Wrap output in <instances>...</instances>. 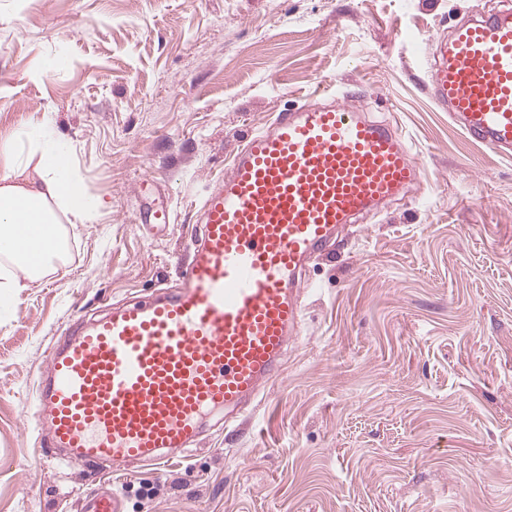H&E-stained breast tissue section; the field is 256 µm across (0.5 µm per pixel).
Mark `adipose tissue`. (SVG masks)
<instances>
[{
    "mask_svg": "<svg viewBox=\"0 0 512 512\" xmlns=\"http://www.w3.org/2000/svg\"><path fill=\"white\" fill-rule=\"evenodd\" d=\"M27 161L12 156L14 134L0 136V309L58 271L68 256V228L97 218L104 207L71 163L72 147L51 121L24 133Z\"/></svg>",
    "mask_w": 512,
    "mask_h": 512,
    "instance_id": "1",
    "label": "adipose tissue"
}]
</instances>
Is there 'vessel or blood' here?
I'll use <instances>...</instances> for the list:
<instances>
[{
    "mask_svg": "<svg viewBox=\"0 0 512 512\" xmlns=\"http://www.w3.org/2000/svg\"><path fill=\"white\" fill-rule=\"evenodd\" d=\"M471 139L512 150V11L456 24L428 69ZM402 132L329 99L247 132L197 212L175 287L76 320L40 373L32 421L56 462L126 473L162 464L239 413L303 320L309 264L355 218L421 181ZM109 489L81 512H120Z\"/></svg>",
    "mask_w": 512,
    "mask_h": 512,
    "instance_id": "1",
    "label": "vessel or blood"
}]
</instances>
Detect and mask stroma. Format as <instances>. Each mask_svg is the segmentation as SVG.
<instances>
[{"label": "stroma", "instance_id": "1", "mask_svg": "<svg viewBox=\"0 0 512 512\" xmlns=\"http://www.w3.org/2000/svg\"><path fill=\"white\" fill-rule=\"evenodd\" d=\"M500 7L0 0V133L51 117L107 204L0 314V512H80L105 485L123 512H512V156L458 129L427 73L457 22ZM316 91L398 127L420 184L310 263L301 332L236 422L129 478L47 458L29 410L53 345L174 283L241 134ZM159 203L168 228L138 223Z\"/></svg>", "mask_w": 512, "mask_h": 512}]
</instances>
